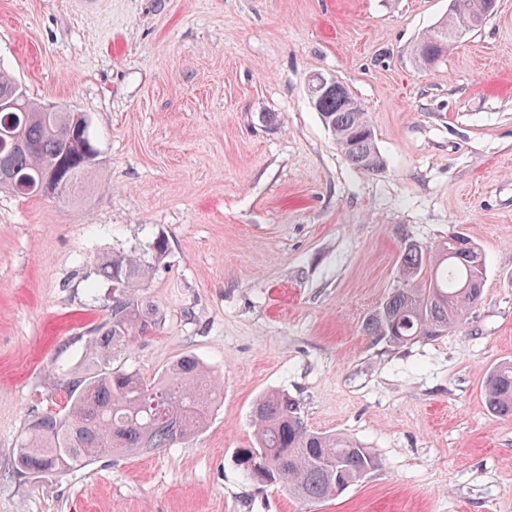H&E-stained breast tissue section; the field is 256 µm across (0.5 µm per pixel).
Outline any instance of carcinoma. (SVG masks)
I'll use <instances>...</instances> for the list:
<instances>
[{"label":"carcinoma","mask_w":512,"mask_h":512,"mask_svg":"<svg viewBox=\"0 0 512 512\" xmlns=\"http://www.w3.org/2000/svg\"><path fill=\"white\" fill-rule=\"evenodd\" d=\"M454 8L427 30L416 45L417 61L427 67L456 43L454 30L478 26L493 11L494 0H453ZM19 93L18 108L0 111V190L19 197H44L51 182L60 199L74 201L67 189L74 170L88 180L96 161L86 159L94 147L89 124L77 127L73 112H48L28 97L25 88L0 69V94ZM347 89L327 82L315 104L346 159L375 173L384 161L364 110L345 105ZM112 282V305L91 330L85 349L87 370L68 390L63 412L34 419L24 431L16 462L26 473L50 466L57 474L113 453H147L172 448L205 424L220 389L208 368L194 356L175 361L163 376L146 381L134 371L112 367L118 353L161 324L159 305L143 294L150 269L133 254H114L97 269ZM485 259L480 246L465 236L434 249L405 244L399 284L370 312L363 329L401 348L417 339L448 333L467 319L482 299ZM490 412L512 416V362L492 369L484 385ZM256 444L238 452L246 474L259 483H280L304 502L332 498L338 482L349 487L379 466V460L356 440L307 428L300 404L272 391L253 409Z\"/></svg>","instance_id":"cac0c4a2"}]
</instances>
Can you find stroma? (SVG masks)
Here are the masks:
<instances>
[{"instance_id":"35a3bbf8","label":"stroma","mask_w":512,"mask_h":512,"mask_svg":"<svg viewBox=\"0 0 512 512\" xmlns=\"http://www.w3.org/2000/svg\"><path fill=\"white\" fill-rule=\"evenodd\" d=\"M448 5L0 0V66L87 118L100 185L76 204L0 192V512H512V417L484 398L512 361V0L421 68ZM317 73L364 108L379 173L323 124ZM456 232L484 251L482 304L432 340L367 335L405 243ZM130 252L163 321L116 366L153 380L191 355L222 399L178 447L22 473L25 424L65 407L112 303L94 267ZM271 390L379 468L319 504L251 480L237 454Z\"/></svg>"}]
</instances>
